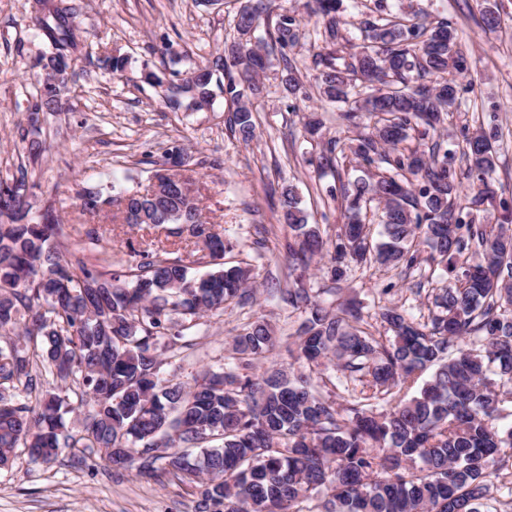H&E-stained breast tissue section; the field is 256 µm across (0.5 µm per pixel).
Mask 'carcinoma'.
<instances>
[{
	"instance_id": "cac0c4a2",
	"label": "carcinoma",
	"mask_w": 512,
	"mask_h": 512,
	"mask_svg": "<svg viewBox=\"0 0 512 512\" xmlns=\"http://www.w3.org/2000/svg\"><path fill=\"white\" fill-rule=\"evenodd\" d=\"M322 18V36H340L337 0H308ZM36 25L51 51L42 68L63 62L76 48L74 13L65 0H34ZM267 12L263 0H246L236 13L235 36L224 55L198 78L171 72L181 88V107L211 104L214 90L235 104L230 128L244 143L255 136L250 96L266 62L252 39ZM365 44L342 69L326 57L317 75L320 95L342 105L350 125L359 113L373 131L353 145L330 140L322 168L358 159L380 161L392 172H371L343 185L347 223L336 239L323 238L299 206L294 186L281 192L284 244L296 270L314 256L330 255L331 278L341 280L351 263L410 270L421 263L417 242L430 260L456 272L455 283L434 297L436 312L420 322L394 305L379 308L388 336H375L353 309H339L304 288L280 290V299L308 313L298 329V366L254 369L273 355L278 340L258 318L233 338L232 361L188 386L160 377L157 342L179 340L205 313L222 314L256 295L249 270L224 266L230 243L208 236L213 269L192 276L180 259L142 251L121 274L100 272L79 257L67 258L54 243L57 222L29 218L25 177L0 182V469L12 466L19 448H53L51 462L68 449L99 448L109 464L138 476H176L194 488V512H493L492 481L512 476V425H502L503 388L512 383V210L496 226L476 223L487 187L460 197L461 175L448 151L432 141L425 153L398 150L410 132L436 130L458 95L465 51L447 20L405 24L364 22ZM286 48L299 36L294 17H278L266 31ZM373 88L353 96L356 85ZM69 76L43 80L28 108L38 132L40 115L66 110ZM495 127H479L462 146L469 168L481 176L493 168ZM164 194L149 189L122 196L128 224L189 225L204 234L197 196L182 184L191 176L156 168ZM84 212L98 211L103 193L78 191ZM382 205L383 240L374 244L360 215ZM26 345H18L19 339ZM349 376L367 378L357 395L337 402L330 363ZM432 370L417 394L408 391ZM63 387L43 388L42 373ZM90 402L80 428L63 432L70 395Z\"/></svg>"
}]
</instances>
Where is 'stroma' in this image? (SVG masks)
<instances>
[{
  "instance_id": "obj_1",
  "label": "stroma",
  "mask_w": 512,
  "mask_h": 512,
  "mask_svg": "<svg viewBox=\"0 0 512 512\" xmlns=\"http://www.w3.org/2000/svg\"><path fill=\"white\" fill-rule=\"evenodd\" d=\"M75 9L73 38L77 45L74 90L66 111L44 114L40 134L27 133L26 110L41 58L47 50L32 20V0H0V181L26 176L31 218L53 211L60 221L57 241L63 252L107 271L132 265L136 252L161 250L182 260L191 273L209 269L195 238L172 233L170 227L127 224L116 207L96 214L80 209L81 186L100 187L103 194L142 191L149 185L151 162H162L165 151L182 145L188 166L201 187L203 217L212 233L232 241L228 264L246 263L257 300L226 309L224 315L201 317L192 344L179 358L164 365L165 375L191 384L203 372L231 358L234 336L256 317H265L279 338L275 360L288 364V345L304 311L278 298L288 285V258L282 250L290 230L282 224L281 191L293 185L310 223L323 236L335 238L344 216L331 189L359 176L354 164L335 173H320L317 159L327 141H349L370 133L369 119L349 126L337 106L322 102L316 86L317 54H330L343 66L363 42L365 21L382 22L397 12L399 0H342L341 38L326 45L316 35L306 0H270L268 15L288 14L301 22L299 39L285 53H273L262 78V97L254 102L255 137L237 139L228 127V105L216 96L211 107L175 112L165 105L167 86L143 81L146 71L163 73L161 49L170 45L181 58L179 70L222 54L237 0L207 7L200 0H69ZM500 14L501 29L486 31L487 6ZM417 19L451 21L468 49V73L459 98L437 139L448 151L480 123L494 121L500 138L495 165L485 179L496 201L478 216L494 223L499 200L512 203V0H413ZM126 58L124 71L111 74L85 45ZM296 67L302 93L289 95L283 83ZM323 121L319 135H309L311 114ZM452 276L422 262L411 271L377 266L355 267L341 283H333L324 260H316L300 282L310 293H326L339 303L362 309L374 335L385 330L376 320L379 304L403 306L416 318L427 319L438 288ZM195 495L175 477L146 480L123 469L106 466L96 448L79 456L60 455L50 465L17 454L11 469L0 470V512H194Z\"/></svg>"
}]
</instances>
